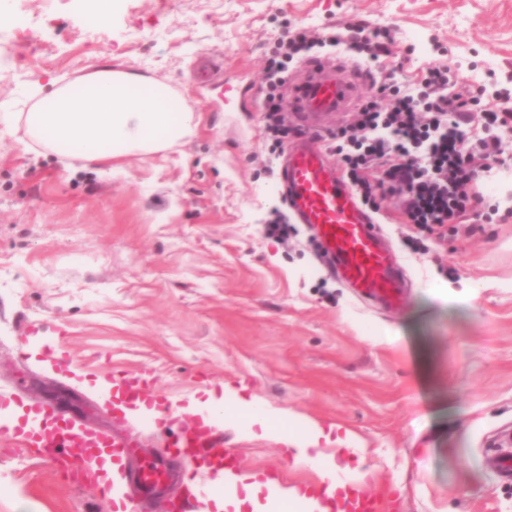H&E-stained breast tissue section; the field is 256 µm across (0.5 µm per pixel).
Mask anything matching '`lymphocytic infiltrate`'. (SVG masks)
Returning a JSON list of instances; mask_svg holds the SVG:
<instances>
[{"label": "lymphocytic infiltrate", "instance_id": "1", "mask_svg": "<svg viewBox=\"0 0 512 512\" xmlns=\"http://www.w3.org/2000/svg\"><path fill=\"white\" fill-rule=\"evenodd\" d=\"M397 42L395 31L349 21L323 33L292 31L280 36L265 67L269 93L266 131L275 140L288 133L275 90L288 65L346 47L353 62L367 61L361 77L370 93L359 100L351 121L330 133L331 151L364 206L393 197L406 223L444 233L468 221L478 194V172L500 153L503 132L512 131V105L485 101V87L457 85L446 64L401 81L382 59Z\"/></svg>", "mask_w": 512, "mask_h": 512}]
</instances>
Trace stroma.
I'll list each match as a JSON object with an SVG mask.
<instances>
[{"label":"stroma","instance_id":"obj_1","mask_svg":"<svg viewBox=\"0 0 512 512\" xmlns=\"http://www.w3.org/2000/svg\"><path fill=\"white\" fill-rule=\"evenodd\" d=\"M12 0L0 10V113L30 112L39 82L98 68L132 72L185 99L199 124L148 155L89 164L24 148L25 125L0 134V512H181L199 473L170 443L194 419L191 400L232 387L272 410L271 433L226 408L217 431L248 470L274 467L296 486L324 475L295 463L307 423L339 471L401 512H512V480L493 458L512 434V219L452 224L445 239L395 216L380 230L408 278L390 310L333 276L312 232L289 224L279 184L289 136L264 131L266 54L283 32L357 17L398 33L408 70L451 63L459 84L512 76V0ZM35 19L13 34L9 11ZM482 203L512 201V133L501 163L477 175ZM147 370L153 402L122 412L107 373ZM68 396L57 404L56 394ZM60 405L83 429L130 444L131 459L177 474L160 493L123 478L93 485L37 459L15 438L29 405Z\"/></svg>","mask_w":512,"mask_h":512}]
</instances>
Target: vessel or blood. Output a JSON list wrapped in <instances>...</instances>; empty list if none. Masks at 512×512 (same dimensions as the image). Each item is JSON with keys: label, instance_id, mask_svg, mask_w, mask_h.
Segmentation results:
<instances>
[{"label": "vessel or blood", "instance_id": "b4317fda", "mask_svg": "<svg viewBox=\"0 0 512 512\" xmlns=\"http://www.w3.org/2000/svg\"><path fill=\"white\" fill-rule=\"evenodd\" d=\"M358 88L345 69L330 72L322 64L308 67L306 79L299 83L289 103L291 111L305 123L319 124L325 114L345 108ZM286 199L300 223L310 225L337 276L358 295L393 307L400 303L404 280L395 257L382 244L375 222L358 205L345 180L330 171L322 154L307 144H299L284 170ZM114 391L133 402L148 394L149 384L137 374L113 377ZM33 425L24 433L25 442L46 449L58 459L91 465L93 450L102 445L103 436L68 426L59 427L43 408L32 411ZM174 447L189 449L211 493L225 492L226 474L241 475L239 452L227 446L210 427L196 424L183 430ZM124 478L133 486L160 485L163 474L158 467L125 469ZM330 474L310 485L303 495L280 500L282 512H384L382 495L368 491L360 482H349L335 496L328 487L336 482Z\"/></svg>", "mask_w": 512, "mask_h": 512}]
</instances>
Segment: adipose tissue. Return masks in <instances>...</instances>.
I'll list each match as a JSON object with an SVG mask.
<instances>
[{"label":"adipose tissue","instance_id":"obj_1","mask_svg":"<svg viewBox=\"0 0 512 512\" xmlns=\"http://www.w3.org/2000/svg\"><path fill=\"white\" fill-rule=\"evenodd\" d=\"M22 120L30 146L99 163L177 144L191 133L196 114L186 99L164 85L145 87L136 75L101 69L83 78L79 87L54 89L28 116L0 114V126L8 131ZM227 485V494L213 500L215 512H256L262 482L242 484L232 477Z\"/></svg>","mask_w":512,"mask_h":512}]
</instances>
